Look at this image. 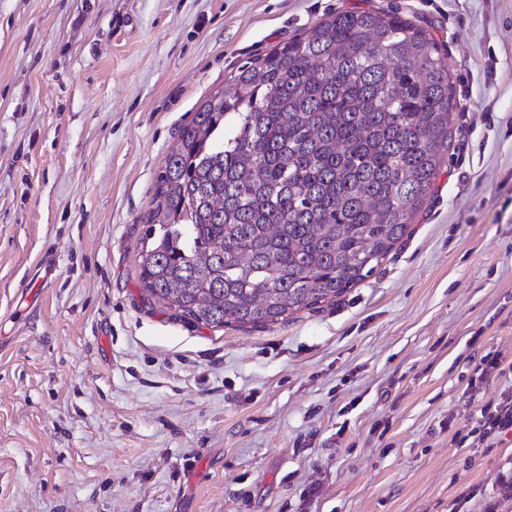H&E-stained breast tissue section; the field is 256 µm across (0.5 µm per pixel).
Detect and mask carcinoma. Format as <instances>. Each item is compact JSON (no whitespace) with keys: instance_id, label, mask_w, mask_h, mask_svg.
<instances>
[{"instance_id":"obj_1","label":"carcinoma","mask_w":512,"mask_h":512,"mask_svg":"<svg viewBox=\"0 0 512 512\" xmlns=\"http://www.w3.org/2000/svg\"><path fill=\"white\" fill-rule=\"evenodd\" d=\"M455 110L440 45L397 13L342 11L247 61L157 176L144 300L253 328L336 301L409 233Z\"/></svg>"}]
</instances>
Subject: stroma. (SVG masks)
<instances>
[{"label": "stroma", "mask_w": 512, "mask_h": 512, "mask_svg": "<svg viewBox=\"0 0 512 512\" xmlns=\"http://www.w3.org/2000/svg\"><path fill=\"white\" fill-rule=\"evenodd\" d=\"M354 7L447 55L458 108L405 238L264 328L149 304L140 223L213 88ZM512 0H0V512H484L512 434ZM488 368L499 369L501 373H506V371H509L511 374L512 371L511 363L508 366L505 365L503 363L502 356L500 353H488L485 356L481 357L479 363L476 364L475 367L473 368L469 380V386H476L477 382L478 385L483 384L485 381V374ZM480 415L467 448H492L491 439L512 432V395L500 394L494 404L489 403L480 410Z\"/></svg>", "instance_id": "obj_1"}]
</instances>
